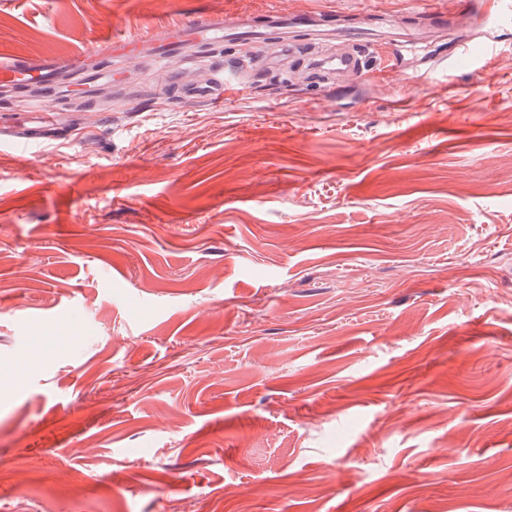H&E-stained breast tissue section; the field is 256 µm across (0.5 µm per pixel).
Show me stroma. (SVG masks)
<instances>
[{
    "instance_id": "35a3bbf8",
    "label": "stroma",
    "mask_w": 512,
    "mask_h": 512,
    "mask_svg": "<svg viewBox=\"0 0 512 512\" xmlns=\"http://www.w3.org/2000/svg\"><path fill=\"white\" fill-rule=\"evenodd\" d=\"M289 2L409 40L333 85L248 44L179 59H246L220 107L130 55L136 99L0 112V507L512 512V23ZM276 4L0 0V59ZM468 41L497 49L437 70Z\"/></svg>"
}]
</instances>
